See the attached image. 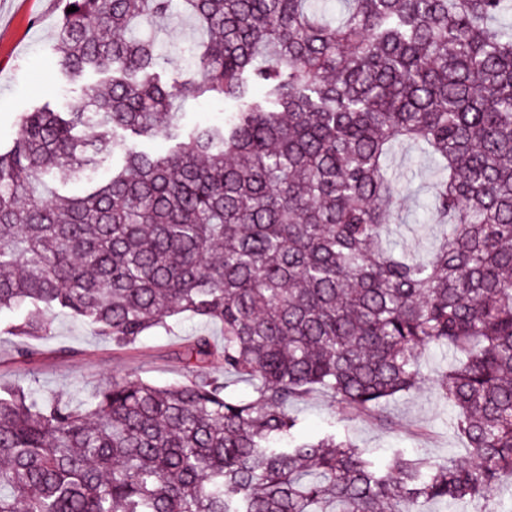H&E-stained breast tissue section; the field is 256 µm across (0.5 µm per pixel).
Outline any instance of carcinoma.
I'll use <instances>...</instances> for the list:
<instances>
[{"label": "carcinoma", "mask_w": 512, "mask_h": 512, "mask_svg": "<svg viewBox=\"0 0 512 512\" xmlns=\"http://www.w3.org/2000/svg\"><path fill=\"white\" fill-rule=\"evenodd\" d=\"M57 66L103 74L66 112L21 115L0 148V311L18 356L69 315L120 348L171 318L222 327L184 380L114 378L87 399L0 384V512H424L491 502L512 478V0H182L205 35L164 82L171 0H59ZM77 11L69 13L67 8ZM235 103L169 153L182 102ZM431 169L432 247L390 238ZM101 155L112 175L81 195ZM469 460L384 466L289 407L320 391L346 420L416 390L421 357ZM224 365V377L213 372ZM248 383L249 399L228 388ZM393 164L394 168L399 172L414 173L415 186L418 188L420 195L424 197L429 181V171L427 165L419 167L415 159L414 150L399 148L394 156Z\"/></svg>", "instance_id": "cac0c4a2"}]
</instances>
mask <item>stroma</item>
Returning <instances> with one entry per match:
<instances>
[{
	"instance_id": "35a3bbf8",
	"label": "stroma",
	"mask_w": 512,
	"mask_h": 512,
	"mask_svg": "<svg viewBox=\"0 0 512 512\" xmlns=\"http://www.w3.org/2000/svg\"><path fill=\"white\" fill-rule=\"evenodd\" d=\"M57 18L56 0H0L1 146L14 138L19 113L44 104L65 111L70 99L82 96L97 80L96 75L89 74L75 81L59 72L53 51ZM193 37L190 25L180 19H172L165 26L160 35L163 78L187 73L183 49ZM26 315L23 309L0 312V382L33 385L47 394L81 399L115 376H139L160 385L184 380V342L200 333L211 336L215 343L223 341L219 325L183 317L171 321L169 328L149 332L133 348L123 349L60 316L51 320L50 334L38 342L35 358L22 362L15 354L20 339L7 334L5 327ZM447 360V350L425 352L426 382L386 407L395 423L393 429L385 430L365 420L347 422L346 429L358 445L379 460L396 448L435 458L467 459L464 446L448 431L449 408L438 397L432 381ZM292 410L301 418L307 434L323 430L328 422L342 416L337 404L321 392L296 402Z\"/></svg>"
}]
</instances>
